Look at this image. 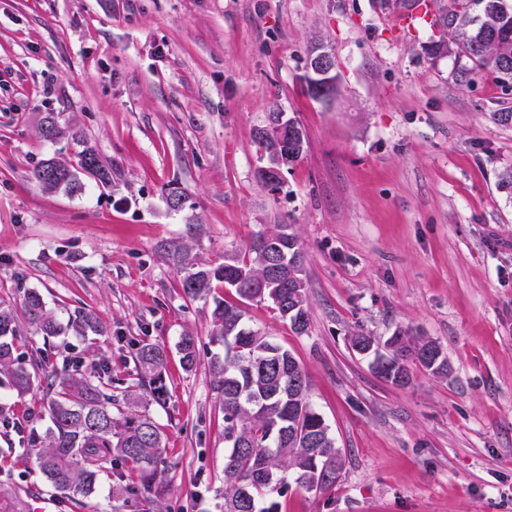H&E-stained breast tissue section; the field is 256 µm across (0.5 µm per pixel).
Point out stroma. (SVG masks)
<instances>
[{
    "label": "stroma",
    "mask_w": 512,
    "mask_h": 512,
    "mask_svg": "<svg viewBox=\"0 0 512 512\" xmlns=\"http://www.w3.org/2000/svg\"><path fill=\"white\" fill-rule=\"evenodd\" d=\"M401 4L377 0H0V302L37 290L60 321L93 311L91 342L56 343L137 382L136 350L166 356L169 399L149 412L166 435V512H222L224 419L209 383L213 302L188 300L166 245L200 228L196 256L223 262L288 224L306 252L309 329L270 303L246 322L288 349L342 456L319 493L290 488L280 512H512V107L493 78L454 82L444 35L404 33ZM332 49L335 97L302 77ZM307 144L279 187L257 176L269 113ZM60 129L42 134L47 114ZM112 170L104 187L44 189L31 171L77 164L83 146ZM186 195L181 210L166 201ZM412 329L450 372L382 380L350 336ZM200 340L193 371L176 351ZM20 501L54 496L17 434L0 429V483Z\"/></svg>",
    "instance_id": "1"
}]
</instances>
